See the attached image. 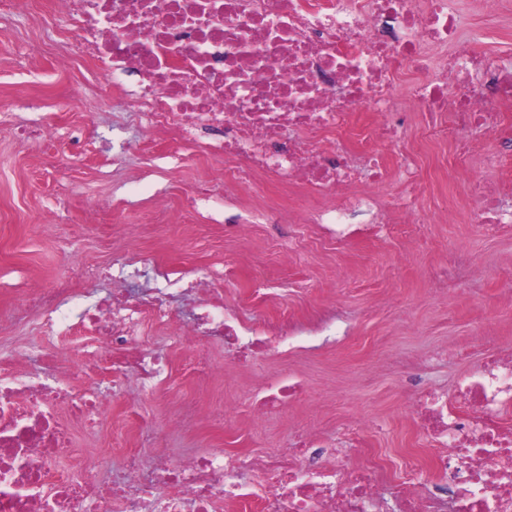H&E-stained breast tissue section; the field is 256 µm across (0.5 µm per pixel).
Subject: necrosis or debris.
Here are the masks:
<instances>
[{
    "label": "necrosis or debris",
    "mask_w": 512,
    "mask_h": 512,
    "mask_svg": "<svg viewBox=\"0 0 512 512\" xmlns=\"http://www.w3.org/2000/svg\"><path fill=\"white\" fill-rule=\"evenodd\" d=\"M79 31L74 57L106 76L136 78L140 117L175 150L200 148L223 163L229 197L287 237L286 210L262 184L293 196L304 224L325 225L331 243L376 237L391 224L418 221L427 189L426 154L454 143L452 162L468 167L495 144L512 157V57L495 61L463 45L441 60L459 26L451 0H55ZM418 124L417 147L389 164L379 142L400 146ZM326 138L320 146L318 138ZM465 205L472 223L512 232V198L481 178ZM112 287L71 306L68 280L30 286V308L45 315L59 345L81 346L103 377H121L129 405L171 382L168 357L140 343L146 322L172 342L217 340L238 350L240 366L284 343L297 325L283 316L254 330L224 307L210 281L176 287L170 271L154 287L129 288L128 265L106 270ZM413 419L441 447L433 458L443 486L420 495L396 488L397 512H512V354L486 357L456 399L413 391ZM112 410L96 383L81 391L0 362V512H382L372 469L341 460L316 434L287 453L229 459L223 451L172 463L128 451L126 479L99 481L96 452L74 430L94 433ZM263 471L256 486L244 471Z\"/></svg>",
    "instance_id": "obj_1"
}]
</instances>
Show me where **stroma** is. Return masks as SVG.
<instances>
[{
    "label": "stroma",
    "mask_w": 512,
    "mask_h": 512,
    "mask_svg": "<svg viewBox=\"0 0 512 512\" xmlns=\"http://www.w3.org/2000/svg\"><path fill=\"white\" fill-rule=\"evenodd\" d=\"M460 16L457 40L489 59L512 51V0L487 14L480 0H453ZM76 36L60 20L53 0H0V359L23 353L27 371L48 375L42 320L16 318L21 290L50 285L68 266H107L127 254L195 277L222 262L226 278L216 287L224 305L261 326L285 310L299 327L294 348L276 349L243 370L219 344L209 358L222 376L198 387L178 377L160 394L144 397L129 413L111 384L112 418L92 445L111 479L127 450L171 459L223 449L229 457H261L289 448L304 428L328 445L349 451L353 464L374 457L382 465L384 512H394L392 492L413 466L436 450L407 411L403 365L424 363L422 386L449 392L478 372L490 353L512 351V235L472 224L463 205L476 177L512 183V160L489 166L476 158L466 170L447 168L421 202L425 224L414 240H359L339 249L314 238L279 266L266 227L224 246L226 224L245 212L210 196L197 211L183 212L186 195L210 179L213 162L197 152L180 165L163 159L164 143L134 117L126 88L87 61L60 65L58 56ZM51 125L53 140L19 141L20 127ZM454 219L433 223L441 205ZM462 256L466 264L449 285L439 272ZM273 289L266 307L247 304L251 284ZM302 379L303 398L264 419L246 406L257 391L282 377ZM145 427L135 431L136 419ZM360 430V447L348 433Z\"/></svg>",
    "instance_id": "1"
}]
</instances>
